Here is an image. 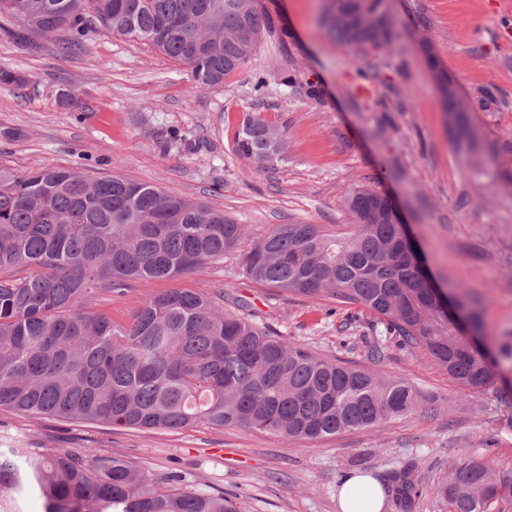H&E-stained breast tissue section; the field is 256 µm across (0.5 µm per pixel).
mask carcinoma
<instances>
[{"label": "carcinoma", "instance_id": "cac0c4a2", "mask_svg": "<svg viewBox=\"0 0 512 512\" xmlns=\"http://www.w3.org/2000/svg\"><path fill=\"white\" fill-rule=\"evenodd\" d=\"M388 0H330L320 25L355 53L392 45L397 23L380 15ZM3 30L23 50L49 42L80 54L105 30L150 45L185 65L193 85L211 88L255 55L247 34L272 30L255 0H0ZM451 138L478 147L470 113ZM283 139L247 115L235 151L267 169ZM346 235L317 224H278L245 243L244 226L203 202L167 195L147 182L93 177L79 168L21 172L0 165V407L27 415L117 428L217 430L242 427L291 443L387 423L413 411L421 391L341 359L319 357L273 336L250 315L224 309L208 293L175 288L146 296L126 322L88 312L104 292L198 273L240 253L242 274L278 292L332 297L368 311L399 344L426 354L467 393L496 381L481 344L478 312L456 291L473 340L459 335L432 290L426 258L394 221V202L372 188L346 199ZM403 502L419 493L413 470L398 475ZM170 487L130 462L66 451L0 453V512H238L222 493ZM449 512H504L512 482L484 463L453 466L439 484Z\"/></svg>", "mask_w": 512, "mask_h": 512}]
</instances>
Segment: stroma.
<instances>
[{
    "instance_id": "obj_1",
    "label": "stroma",
    "mask_w": 512,
    "mask_h": 512,
    "mask_svg": "<svg viewBox=\"0 0 512 512\" xmlns=\"http://www.w3.org/2000/svg\"><path fill=\"white\" fill-rule=\"evenodd\" d=\"M326 0H257L274 31L223 86L197 89L157 49L101 32L75 57L37 54L0 35V68L25 76L0 86V164L18 171L83 165L98 177L150 182L224 210L250 234L278 224L346 233L348 194L388 193L434 279L469 292L492 347L512 343V0H390L401 32L388 49L356 54L319 24ZM429 43L470 105L483 142L472 155L449 139ZM282 133L286 162L260 170L235 151L246 114ZM196 288L250 302L257 322L317 356L342 358L418 387V408L389 423L297 445L243 428L130 430L32 417L0 408V451L34 448L129 461L152 476L231 496L239 512H340L350 471L372 474L383 512H448L437 484L475 461L512 479V365L500 390L460 394L430 359L386 342L372 314L329 297L275 296L242 274L238 255L177 279L100 296L94 309L129 320L143 298ZM414 466L420 495L403 507L393 476Z\"/></svg>"
}]
</instances>
